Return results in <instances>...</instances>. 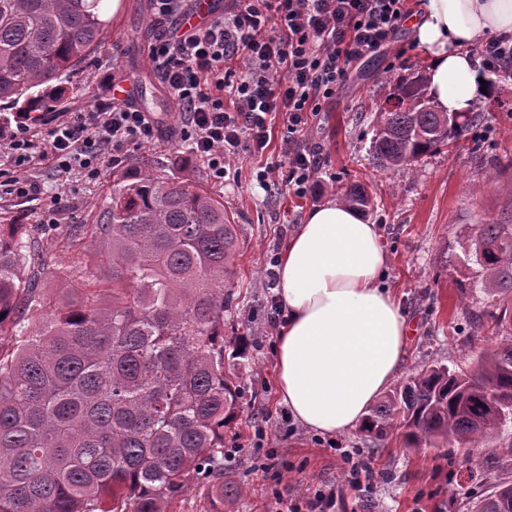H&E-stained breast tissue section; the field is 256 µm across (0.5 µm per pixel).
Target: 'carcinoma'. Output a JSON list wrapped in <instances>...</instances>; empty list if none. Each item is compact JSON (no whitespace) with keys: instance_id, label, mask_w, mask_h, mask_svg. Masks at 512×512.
I'll list each match as a JSON object with an SVG mask.
<instances>
[{"instance_id":"1","label":"carcinoma","mask_w":512,"mask_h":512,"mask_svg":"<svg viewBox=\"0 0 512 512\" xmlns=\"http://www.w3.org/2000/svg\"><path fill=\"white\" fill-rule=\"evenodd\" d=\"M101 0H0V102L47 112L105 37ZM429 106L425 77L401 79L376 115L369 154L405 174L482 119ZM343 201L370 207L348 187ZM238 225L224 202L148 164L115 175L92 227L107 253L98 289L50 306L33 288L44 244L25 224H0V512H167L188 480H210L224 512V428L243 391L226 369L224 312L233 298ZM465 255L481 268L483 313L501 339L476 371L421 366L372 405L361 432H401L407 448L479 445L512 417V217L482 224ZM112 287V300L100 297ZM473 512H512L501 482Z\"/></svg>"}]
</instances>
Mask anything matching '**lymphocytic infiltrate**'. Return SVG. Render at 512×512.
Segmentation results:
<instances>
[{"mask_svg": "<svg viewBox=\"0 0 512 512\" xmlns=\"http://www.w3.org/2000/svg\"><path fill=\"white\" fill-rule=\"evenodd\" d=\"M164 30L151 50L161 81L177 101L181 131L216 181L235 172L243 155L262 154L274 114L287 129L280 162L254 171L263 187L285 184L295 196L310 193L325 163L304 136L324 104L348 82L355 62L385 51L410 17L407 0H235L210 24L184 32L166 23L185 17L186 0H152ZM26 122L8 135L7 154L25 176L9 194L28 197L41 160L87 178L102 173L110 152L155 143L160 126L130 101H112L59 120L48 151L33 154Z\"/></svg>", "mask_w": 512, "mask_h": 512, "instance_id": "obj_1", "label": "lymphocytic infiltrate"}]
</instances>
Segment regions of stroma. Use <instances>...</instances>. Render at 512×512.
I'll use <instances>...</instances> for the list:
<instances>
[{"instance_id": "stroma-1", "label": "stroma", "mask_w": 512, "mask_h": 512, "mask_svg": "<svg viewBox=\"0 0 512 512\" xmlns=\"http://www.w3.org/2000/svg\"><path fill=\"white\" fill-rule=\"evenodd\" d=\"M157 33L150 0H121L105 38L71 75L73 88L55 112H80L110 98L102 84L109 74L135 84V104L161 127L158 141L128 146L96 181L68 174L69 189L58 205L50 198L63 178L50 166L36 173L37 195L0 199V224L29 225L48 247L36 283L41 295L62 301L82 285L63 277V270L93 272L103 265L105 254L90 244L91 226L112 192V173L148 160L159 174L200 181L223 196L239 226L237 274L228 285L236 300L224 315V334L230 343L245 340L251 365L233 372L245 393L224 433V481L239 492L225 498L224 512H286L291 499L312 496L325 485L336 490L335 512H467L498 482H512V420L489 442H443L419 451L405 449L396 438L374 443L357 428L332 438L293 421L276 395L278 331L271 316L278 280L270 264L309 211L344 187L362 186L371 199L362 217L377 225L389 255L383 281L408 317L401 376L435 363L472 370L473 350L497 337L492 324L477 320L482 294L465 295L459 288L479 272L476 263L465 261L463 248L475 225L512 215V80L489 79L485 118L465 137L422 157L406 175L379 170L368 148L389 82L427 68L410 27H403L385 55L354 65L348 84L309 128L306 140L319 147L325 172L313 193L299 199L281 185L262 189L252 177L256 161L248 156L235 176L211 180L203 161L182 144V116L152 67ZM346 452L374 474L363 490L348 485Z\"/></svg>"}]
</instances>
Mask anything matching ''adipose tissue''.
I'll use <instances>...</instances> for the list:
<instances>
[{
    "instance_id": "adipose-tissue-1",
    "label": "adipose tissue",
    "mask_w": 512,
    "mask_h": 512,
    "mask_svg": "<svg viewBox=\"0 0 512 512\" xmlns=\"http://www.w3.org/2000/svg\"><path fill=\"white\" fill-rule=\"evenodd\" d=\"M437 109L465 111L482 94L475 47L512 34V0H426L412 21ZM389 261L376 225L339 200L307 213L279 260L285 324L277 396L291 418L325 435L359 426L397 376L408 320L382 283Z\"/></svg>"
}]
</instances>
